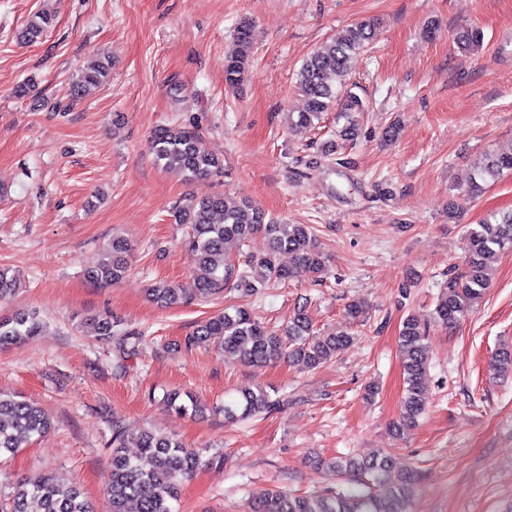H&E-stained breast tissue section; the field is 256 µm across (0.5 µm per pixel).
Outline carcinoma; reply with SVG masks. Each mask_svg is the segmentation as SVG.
<instances>
[{"label":"carcinoma","mask_w":512,"mask_h":512,"mask_svg":"<svg viewBox=\"0 0 512 512\" xmlns=\"http://www.w3.org/2000/svg\"><path fill=\"white\" fill-rule=\"evenodd\" d=\"M376 21L366 19L342 31L303 62L297 75V88L306 101V109L290 118V127L305 131L321 119L323 113L335 108L345 124L339 130L343 140L359 134L355 114L364 111L362 100L355 94L339 96L337 86L344 85L358 58L372 40ZM53 27L48 14H36L20 33L23 42L33 44ZM457 44L473 50L482 42L481 32L462 28L456 34ZM254 44V32L248 21L239 24L234 44L225 57L224 84L234 90L248 74ZM110 70L109 62L88 63L72 83L68 102L62 111L83 100L88 91L102 84ZM150 149L162 166L187 178L216 175L222 162L205 147L203 137L192 127L165 126L153 133ZM512 173V152L486 153L474 167L467 194L473 195L484 186ZM175 223L188 229V244L194 255L192 285L182 288L163 281L149 289L156 304L171 308L189 297L207 298L224 292L231 282L234 288L252 295L269 282H284L293 270L277 263V255L287 252L299 268L321 279L326 274V261L321 244L306 224H287L267 216L265 210L251 202H236L222 194L191 199L174 214ZM268 242L266 253L242 255L245 269L236 268L226 255L255 235ZM512 249V209L487 216L465 235L462 270L448 277L433 312L435 323L452 327L465 319L482 297L492 280L486 260L495 250ZM129 246L122 238L112 239L96 261L87 268V278L100 284L122 279L128 271L126 253ZM21 275L10 268H0V303L10 300L18 291ZM96 336L118 337L122 354L137 351L140 336L133 331L119 330L118 321L110 314L89 318ZM43 329L39 315L18 310L0 318V346L20 344ZM426 329L416 316L407 317L399 334V347L406 384L402 414L393 425L401 435L415 426L425 411L428 396L425 381L430 359L425 343ZM354 336L338 331L318 336L306 307L295 309L283 332H272L253 313L236 306L212 316L197 325L185 338V347L213 346L224 356L246 363H267L281 359L307 370L345 353ZM490 368L503 377L512 374V348L502 347L492 358ZM165 402L183 414L204 410L192 394L174 390ZM279 402L264 389L244 388L237 396L224 402V420L253 418L274 409ZM51 423L32 401L0 393V457L14 454L33 436L49 431ZM139 453L132 457L125 451L126 436L122 427L113 426L112 462L107 483L108 512H174L173 502L180 487L198 469L214 464L216 457L205 455L203 448H187L177 439L161 432L144 431L136 436ZM317 463L336 476L354 478V486L332 493L296 495L273 490L254 502L251 512H408V492L416 480L412 469H394L391 457L378 453L371 457L353 455L336 459H317ZM7 512H93L83 491L77 485H62L50 474H42L19 483L10 497Z\"/></svg>","instance_id":"cac0c4a2"}]
</instances>
